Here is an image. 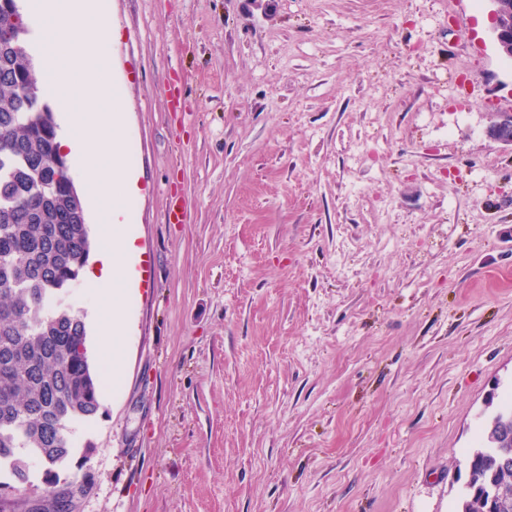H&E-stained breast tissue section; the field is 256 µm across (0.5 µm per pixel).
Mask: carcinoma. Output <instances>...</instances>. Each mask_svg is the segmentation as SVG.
Segmentation results:
<instances>
[{
    "mask_svg": "<svg viewBox=\"0 0 512 512\" xmlns=\"http://www.w3.org/2000/svg\"><path fill=\"white\" fill-rule=\"evenodd\" d=\"M27 34L19 5L0 0V463L14 477L28 458L47 474L64 465L74 426L97 417L103 388L84 316L67 302L90 258V228ZM505 429L512 404L469 453L466 512H512L499 465Z\"/></svg>",
    "mask_w": 512,
    "mask_h": 512,
    "instance_id": "1",
    "label": "carcinoma"
}]
</instances>
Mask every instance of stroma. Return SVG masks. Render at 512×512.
Masks as SVG:
<instances>
[{
    "instance_id": "35a3bbf8",
    "label": "stroma",
    "mask_w": 512,
    "mask_h": 512,
    "mask_svg": "<svg viewBox=\"0 0 512 512\" xmlns=\"http://www.w3.org/2000/svg\"><path fill=\"white\" fill-rule=\"evenodd\" d=\"M490 7L108 0L151 277L58 470L75 512H457L512 387Z\"/></svg>"
}]
</instances>
